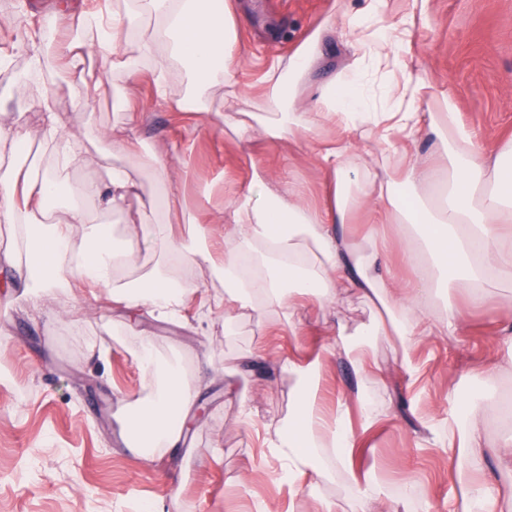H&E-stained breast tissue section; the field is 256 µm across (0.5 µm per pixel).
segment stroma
I'll list each match as a JSON object with an SVG mask.
<instances>
[{"label": "stroma", "mask_w": 512, "mask_h": 512, "mask_svg": "<svg viewBox=\"0 0 512 512\" xmlns=\"http://www.w3.org/2000/svg\"><path fill=\"white\" fill-rule=\"evenodd\" d=\"M0 0V17L15 24L0 29V57L8 70L0 74V129L23 127L33 150V165L54 171L60 198L85 184L104 181L111 165L129 167L137 185L123 208L112 211L103 201L85 198L84 206L98 223L112 227L123 242L140 213L162 191L153 176L133 167L131 158L102 138L103 130L125 127L128 138L158 153L179 176L181 197L166 223L155 225L149 242L120 275L135 280L163 261L166 232H185L187 219L211 232L214 254L224 239L213 234L215 206L227 194L247 188L254 166L299 184L311 205H320L324 176L313 163L320 141L330 137L320 128L290 149L265 138L237 144L215 111L224 91L216 84L207 109L174 110L158 96L161 82L190 86L188 70L168 61L165 71L145 62L137 79L120 72L101 73L85 99H75L60 54L49 44L81 37L94 45L91 27L81 11H122L124 0ZM241 13L239 51L245 62L235 81L247 96L243 111L267 113L264 67L290 55L297 43L327 17L341 18L363 8L365 0H228ZM412 56L432 91L452 89L462 125L484 148L512 139V0H429L425 17L412 28ZM44 47L42 77L31 80L33 47ZM351 49L341 26L327 31L322 58L309 77L312 86L327 82L347 61ZM30 82L28 94H17L14 82ZM50 92L57 111L66 114L69 131L79 139L87 159L62 166L42 137L39 101ZM129 110L113 108L114 99ZM138 119H130L129 111ZM16 252L12 225L0 223V512H254L266 503L272 512H353L356 482L373 476L382 491L378 512H451L459 490L461 464L444 448H422L423 422L456 403L467 413L477 398L497 404L482 421L488 440L512 429V414L501 411L512 394V370L493 372L505 349L495 318L512 307V271L499 273L486 286L487 301L475 308L463 288H441L425 303L432 315L456 308L464 327L452 336H426L410 353L384 336L372 342L371 354L383 365L359 383L351 357L341 353L324 361L317 384L320 406L363 387L378 412L370 429L353 428L348 470L330 478L280 480L277 466L262 444L265 426L291 413L296 382L283 369L292 358L313 360L324 339V321H340L357 337L371 325L377 308L356 297L335 300L327 312H309L304 324L291 329L277 315L260 309L239 311L232 320L209 311L210 295L224 284L201 267L181 273L200 286L188 308L190 322L141 320L131 335L128 314L101 288L78 285L66 292L35 298L24 294L9 260ZM150 337L169 361L180 364L198 394L187 429L188 440L163 448L150 461L137 457L119 435L132 401H146L140 371L131 353L140 337ZM409 357L416 375L401 363ZM250 415H243V407ZM412 495H404L408 479Z\"/></svg>", "instance_id": "stroma-1"}]
</instances>
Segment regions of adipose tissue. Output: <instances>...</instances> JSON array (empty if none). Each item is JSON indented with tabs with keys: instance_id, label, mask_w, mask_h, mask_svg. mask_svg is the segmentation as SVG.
<instances>
[{
	"instance_id": "adipose-tissue-1",
	"label": "adipose tissue",
	"mask_w": 512,
	"mask_h": 512,
	"mask_svg": "<svg viewBox=\"0 0 512 512\" xmlns=\"http://www.w3.org/2000/svg\"><path fill=\"white\" fill-rule=\"evenodd\" d=\"M387 8L388 0H367L362 10L344 14L343 32L352 55L309 106H301L298 87L321 55L318 30L267 72L273 117L253 123L239 119L240 93L233 81H226L224 125L239 143L259 134L273 141L305 137L323 125L335 127L338 137L316 155L330 177L321 206L307 205L299 185L254 167L246 190L224 199L223 255L211 252L200 231L180 238L169 235L167 265L124 280L118 271L137 251L138 236L115 247L109 229L75 203L61 217L50 218L48 203L57 194L51 172L0 171V221L23 230L19 262L31 292L47 294L78 281L109 290L113 302L129 310L181 320L200 288L176 269L205 264L224 280L223 294L209 298V309L228 318L236 310L258 306L292 325L301 309L321 311L337 295L354 293L394 310L390 324L375 323L368 333L396 336L403 348L414 347L425 336L458 332L464 320L455 309L433 316L423 308L434 286L430 268H447L449 285L469 288L476 302L482 300L489 277L512 269V238L500 232L504 221H512V140L495 151L482 150L460 123L451 91L438 93L441 111L422 110L427 85L406 50L409 29L390 32L376 26ZM144 14L158 26L143 38L138 53L125 52L129 33ZM87 21L98 31L99 45L118 46L109 65L130 78L139 74L142 56L158 46L166 57L182 60L202 88L211 85L216 69L230 76L241 64L236 14L225 0H134L132 10L113 13L110 20L91 15ZM40 107L43 135L54 143L59 160L68 166L82 163L81 146L50 95H42ZM396 131L413 143L433 135L443 143L445 158L416 151L404 156L388 177L351 162V134L388 151ZM103 136L153 173L164 190L159 205L169 207L175 200L174 182L160 157L137 150L120 131L110 129ZM363 209L383 223L399 225L397 245L416 273L411 293L391 280L381 252L350 241L346 226ZM133 358L152 390L134 420L138 453L149 460L158 446L181 442L183 413L193 405L196 389L178 367L159 359L151 339L141 340ZM488 413L474 403L464 420L452 405L426 425L429 442L447 444L467 463L469 476L460 483L466 512H501L498 488L485 478L484 468L488 456L512 457V432L488 441L480 427ZM266 442L282 476L291 479L322 476L331 459L344 467L352 446L349 403L340 399L334 409L324 410L298 393L293 414L277 423Z\"/></svg>"
}]
</instances>
